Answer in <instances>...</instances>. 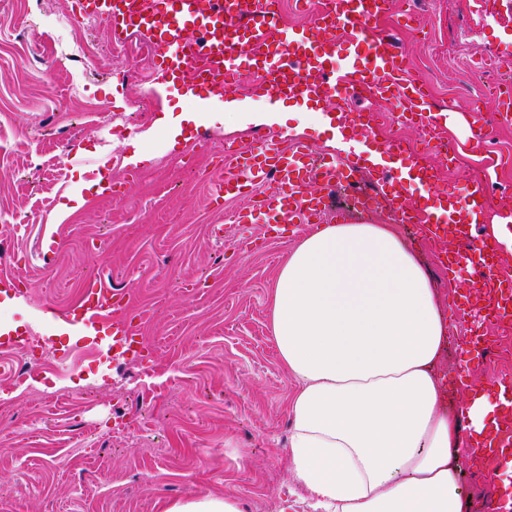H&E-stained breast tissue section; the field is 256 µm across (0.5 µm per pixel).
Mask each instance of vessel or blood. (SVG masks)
<instances>
[{"instance_id":"obj_1","label":"vessel or blood","mask_w":512,"mask_h":512,"mask_svg":"<svg viewBox=\"0 0 512 512\" xmlns=\"http://www.w3.org/2000/svg\"><path fill=\"white\" fill-rule=\"evenodd\" d=\"M325 12L316 27L336 30L352 42L365 43L368 65L333 71L340 43L335 39L313 40L303 33L283 35L268 18L258 0H102L99 18L109 27L113 39L137 36L155 50L154 63L162 70L173 68L191 75V88L223 92L232 100L242 46L263 54V75L253 84L255 97H317L334 102L338 120L350 124L349 111L340 103V90L359 88L380 99H394L403 110L427 125H438L440 116L422 83L413 78L405 57L388 36L378 31V23L392 8L391 0H326ZM248 39H240V30ZM271 55H264V48ZM381 155L389 160L407 157L415 164L410 180L426 188V205L411 206L403 185L376 177V195L387 198L401 221L426 225L432 234L459 241L468 239L471 215L483 213L489 199L482 186L471 185L448 195L437 190L433 167L422 164L419 153L390 141L378 143ZM312 147L297 141L287 147L264 143L256 147L225 150L213 182L216 197L239 195L254 187L264 192L249 210L239 215L241 224H318L329 210L328 191L344 184L354 186L356 169L351 160L320 158L311 162ZM503 284L483 278L470 291L473 317L496 307L501 318L512 316V298L500 296ZM128 307L120 289L99 280L84 289L80 300L61 316L76 332H86L103 322L112 324L114 347H124L131 338L130 326L116 314Z\"/></svg>"}]
</instances>
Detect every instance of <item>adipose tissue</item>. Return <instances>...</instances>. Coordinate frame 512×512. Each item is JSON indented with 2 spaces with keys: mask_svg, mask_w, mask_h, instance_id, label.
<instances>
[{
  "mask_svg": "<svg viewBox=\"0 0 512 512\" xmlns=\"http://www.w3.org/2000/svg\"><path fill=\"white\" fill-rule=\"evenodd\" d=\"M449 323L428 272L389 224H323L279 270L271 331L298 388L286 472L315 512H463L467 437L505 400L442 408Z\"/></svg>",
  "mask_w": 512,
  "mask_h": 512,
  "instance_id": "1",
  "label": "adipose tissue"
}]
</instances>
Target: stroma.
<instances>
[{"instance_id": "35a3bbf8", "label": "stroma", "mask_w": 512, "mask_h": 512, "mask_svg": "<svg viewBox=\"0 0 512 512\" xmlns=\"http://www.w3.org/2000/svg\"><path fill=\"white\" fill-rule=\"evenodd\" d=\"M72 7V0H0V277L20 278L25 292L0 296V327L24 333L46 362L26 383H0V512H156L158 500L194 494L236 500L241 512H310L306 491L283 467L296 382L272 339L270 298L279 268L314 227L270 233L232 223L256 194L213 201L207 175L225 148L249 146L259 133L282 147L300 140L342 156L321 122L296 127L295 112L326 104L285 100L282 126L224 125L215 100L189 97L180 81L155 71L137 39L124 47L133 71L112 70L103 26L72 31L92 48L75 61L54 60L46 44L41 76L31 79L29 45L43 42L47 17ZM382 27L453 115L444 135L463 148L455 165L426 156L440 169L441 187L485 178L487 215L497 217L512 205L501 193L512 185V121L477 96L473 57L481 52L488 69L512 70V0H394ZM346 106L383 114L377 139L421 142L420 130L397 125L396 102L363 95ZM479 110L493 119L477 143L471 121ZM144 146L154 161L133 166L130 156ZM72 147L103 160L116 193L86 190L93 177L81 164L61 169L59 156ZM77 193L83 205L63 212ZM332 210L349 224L395 225L441 301L460 299L461 283L421 225L397 222L383 203L356 213L344 190ZM216 224L223 240L211 237ZM51 242L59 250L46 264L40 253ZM95 277L130 295L143 355L110 357L108 326L82 335L49 326L45 306L68 309ZM478 336L501 337L503 354L474 358ZM441 366L450 374L445 406L460 409L467 387H489L495 373L512 369V334L455 318ZM460 467L464 512L512 501V451L490 462L488 480L477 461Z\"/></svg>"}]
</instances>
